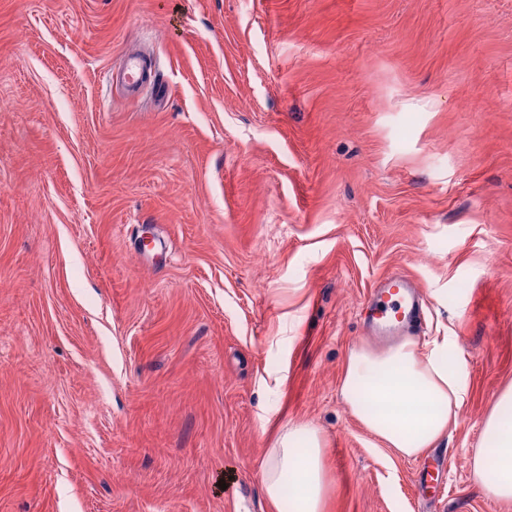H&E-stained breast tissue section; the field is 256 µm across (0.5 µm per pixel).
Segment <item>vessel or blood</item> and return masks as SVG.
Segmentation results:
<instances>
[{"instance_id":"vessel-or-blood-1","label":"vessel or blood","mask_w":512,"mask_h":512,"mask_svg":"<svg viewBox=\"0 0 512 512\" xmlns=\"http://www.w3.org/2000/svg\"><path fill=\"white\" fill-rule=\"evenodd\" d=\"M422 303L415 283L402 275H392L371 289L363 307L368 328L393 332L421 322Z\"/></svg>"}]
</instances>
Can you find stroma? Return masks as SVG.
<instances>
[{
	"instance_id": "obj_1",
	"label": "stroma",
	"mask_w": 512,
	"mask_h": 512,
	"mask_svg": "<svg viewBox=\"0 0 512 512\" xmlns=\"http://www.w3.org/2000/svg\"><path fill=\"white\" fill-rule=\"evenodd\" d=\"M394 272L469 385L424 491L339 391ZM511 384L512 0H0V512H269L289 421L329 512H512ZM483 440L491 448H474L470 465L485 494L496 500H512V386L504 389L484 421ZM488 449L494 461L488 466ZM492 475H489V472Z\"/></svg>"
}]
</instances>
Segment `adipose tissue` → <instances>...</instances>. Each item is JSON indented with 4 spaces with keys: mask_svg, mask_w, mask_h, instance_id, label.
<instances>
[{
    "mask_svg": "<svg viewBox=\"0 0 512 512\" xmlns=\"http://www.w3.org/2000/svg\"><path fill=\"white\" fill-rule=\"evenodd\" d=\"M340 394L351 414L405 458H417L452 432L468 395L457 349L447 337H407L383 350L350 349ZM483 447L470 465L488 497L512 500V386L484 421ZM328 441L308 422L284 424L269 448L261 486L270 512H328Z\"/></svg>",
    "mask_w": 512,
    "mask_h": 512,
    "instance_id": "ef3b65f1",
    "label": "adipose tissue"
}]
</instances>
